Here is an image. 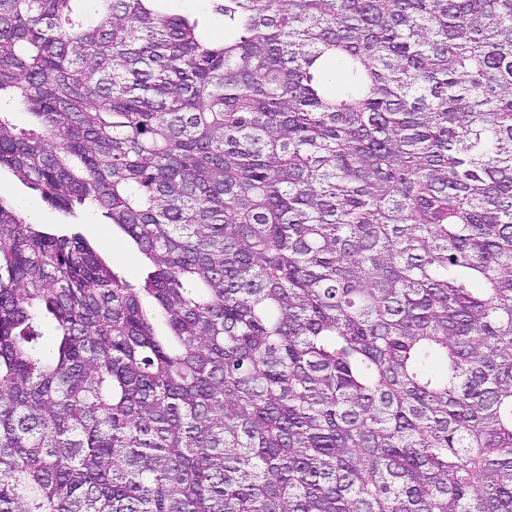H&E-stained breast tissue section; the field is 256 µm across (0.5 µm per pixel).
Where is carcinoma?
<instances>
[{
  "label": "carcinoma",
  "mask_w": 512,
  "mask_h": 512,
  "mask_svg": "<svg viewBox=\"0 0 512 512\" xmlns=\"http://www.w3.org/2000/svg\"><path fill=\"white\" fill-rule=\"evenodd\" d=\"M157 2L0 0V171L150 263L0 197V512H512V0ZM170 13L190 14L199 17H208L210 2L207 0H168L163 5ZM79 232L93 249L109 264L114 271L132 284H137L145 271V259L134 243L116 226L95 209H83L78 212Z\"/></svg>",
  "instance_id": "cac0c4a2"
}]
</instances>
